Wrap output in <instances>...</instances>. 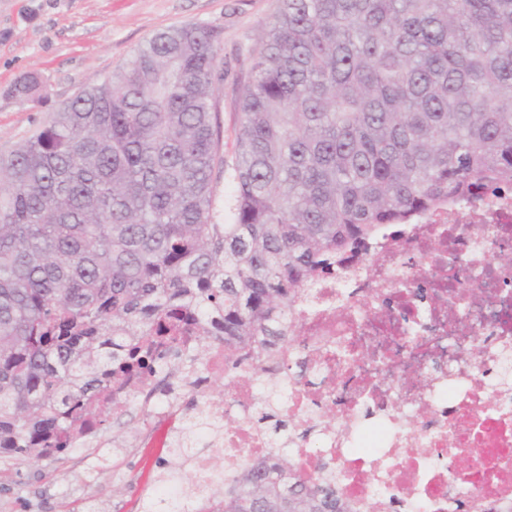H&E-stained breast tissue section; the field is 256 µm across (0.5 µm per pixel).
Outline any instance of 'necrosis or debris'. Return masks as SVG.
Returning <instances> with one entry per match:
<instances>
[{
    "label": "necrosis or debris",
    "instance_id": "4bbe7bcc",
    "mask_svg": "<svg viewBox=\"0 0 512 512\" xmlns=\"http://www.w3.org/2000/svg\"><path fill=\"white\" fill-rule=\"evenodd\" d=\"M367 247V259L293 297L278 346L230 360L222 338L188 342L205 350L201 368L113 384L112 410L141 401L146 428L175 432V389L223 385L201 401L200 432L232 475L274 460L258 421L272 386L295 467L333 466L355 512L371 501L376 512H460L475 496L512 500V383L487 381L512 360V192L443 205ZM411 258L432 269L427 297Z\"/></svg>",
    "mask_w": 512,
    "mask_h": 512
}]
</instances>
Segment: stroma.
Listing matches in <instances>:
<instances>
[{
	"label": "stroma",
	"instance_id": "obj_1",
	"mask_svg": "<svg viewBox=\"0 0 512 512\" xmlns=\"http://www.w3.org/2000/svg\"><path fill=\"white\" fill-rule=\"evenodd\" d=\"M276 8L277 0H0V154L156 32L199 24L217 33L224 79L216 103L224 153L232 155L237 101L261 24ZM29 72L41 75L46 94H13ZM144 415L131 404L128 415L108 418L98 447L79 446L57 462L19 464L0 456V512H141L142 497L164 483L191 482L190 465L163 446L161 432L142 431Z\"/></svg>",
	"mask_w": 512,
	"mask_h": 512
}]
</instances>
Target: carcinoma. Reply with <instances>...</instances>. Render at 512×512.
<instances>
[{
    "label": "carcinoma",
    "mask_w": 512,
    "mask_h": 512,
    "mask_svg": "<svg viewBox=\"0 0 512 512\" xmlns=\"http://www.w3.org/2000/svg\"><path fill=\"white\" fill-rule=\"evenodd\" d=\"M217 69L212 29L158 32L0 156V454L60 459L104 422L105 377L190 311L230 358L274 345L292 296L379 228L512 189V0H279L228 160ZM281 453L202 488L212 512H354Z\"/></svg>",
    "instance_id": "1"
}]
</instances>
